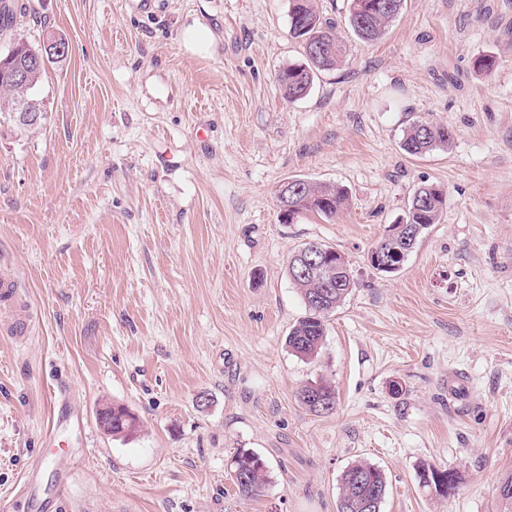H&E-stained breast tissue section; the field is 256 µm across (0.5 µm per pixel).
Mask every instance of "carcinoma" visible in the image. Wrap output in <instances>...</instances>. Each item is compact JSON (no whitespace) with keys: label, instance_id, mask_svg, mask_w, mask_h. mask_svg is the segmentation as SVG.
<instances>
[{"label":"carcinoma","instance_id":"1","mask_svg":"<svg viewBox=\"0 0 512 512\" xmlns=\"http://www.w3.org/2000/svg\"><path fill=\"white\" fill-rule=\"evenodd\" d=\"M406 0H351L348 16L353 34L363 42H374L382 37L386 27L402 12ZM25 13L24 4L18 0H0V33H11L17 26V16ZM290 26L294 38L301 41L304 61L291 64L278 74V83L285 98L298 100L307 95L314 76L319 72L332 71L342 62L345 45L336 35L331 22L323 19L312 4V0H290ZM44 71L31 75L27 85L13 83L0 74V110L10 109L19 101H34L35 88ZM452 131L445 126H434L423 120L413 122L405 131L402 148L410 155H424L440 145L448 144ZM303 188L293 192L292 199L297 214L316 213L326 218L334 217L347 202L344 190L336 185L312 183L299 178ZM445 204V193L431 184L421 187L418 198L411 199L405 214V223L430 226L440 221ZM298 259L289 262V273L301 293L307 313L298 320L286 337L288 350L302 359L318 356L326 337L327 318L336 311L351 293L352 283L327 284L307 276L298 275L295 265ZM302 407L315 415L329 414L336 409V390L326 380H317L303 386L298 392ZM112 413V422L101 427L113 435H128L135 431L137 419L123 406H104L97 414ZM234 483L243 498H255L265 489L268 480L266 461L250 450H239L231 459ZM363 472L368 484H354V475ZM422 487L439 491L438 481L445 478L456 480L451 470L424 464L419 469ZM387 493V478L382 469L365 460L349 464L341 473L337 509L344 512H363L359 508L364 497L373 501V512H382Z\"/></svg>","mask_w":512,"mask_h":512}]
</instances>
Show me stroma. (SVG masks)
Here are the masks:
<instances>
[{"mask_svg":"<svg viewBox=\"0 0 512 512\" xmlns=\"http://www.w3.org/2000/svg\"><path fill=\"white\" fill-rule=\"evenodd\" d=\"M17 32L68 52L35 90L36 122L0 114V266L33 312L0 313V512L42 448L52 394L84 428L60 432L64 512H336L355 460L385 471L382 512H503L512 474V0H406L376 42L351 36L350 0H314L347 43L338 69L283 98L301 62L288 0H23ZM198 23L208 50L183 42ZM496 65L477 73L475 56ZM416 120L449 145L401 147ZM338 184L334 218L282 223L279 186ZM424 184L444 189L402 268L368 253ZM342 252L353 289L318 356L285 338L306 313L288 272L300 244ZM328 380L336 409L299 403ZM400 393H393V383ZM125 406L129 437L99 405ZM269 467L239 496L232 456ZM458 475L423 488L422 464ZM314 394L315 400H319V407L315 408L306 395ZM298 401L310 413L323 415L332 413L336 409V390L332 384L326 380H317L304 385L298 392ZM112 412V423H100L99 425L108 433L114 435H128L135 431L137 419L123 406H104L97 411L98 416Z\"/></svg>","mask_w":512,"mask_h":512,"instance_id":"1","label":"stroma"}]
</instances>
